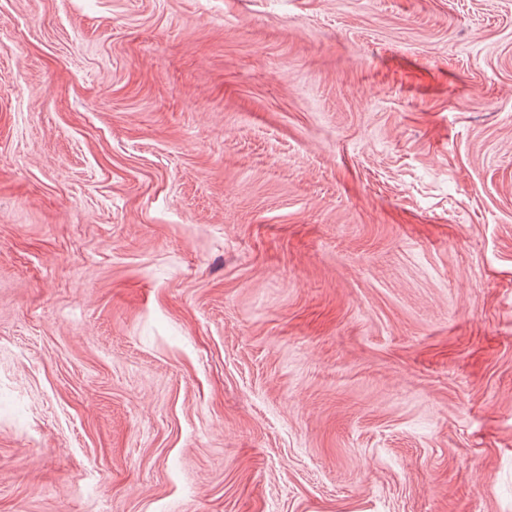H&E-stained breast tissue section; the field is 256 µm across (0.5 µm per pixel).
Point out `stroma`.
<instances>
[{"instance_id":"1","label":"stroma","mask_w":512,"mask_h":512,"mask_svg":"<svg viewBox=\"0 0 512 512\" xmlns=\"http://www.w3.org/2000/svg\"><path fill=\"white\" fill-rule=\"evenodd\" d=\"M0 512H512V0H0Z\"/></svg>"}]
</instances>
